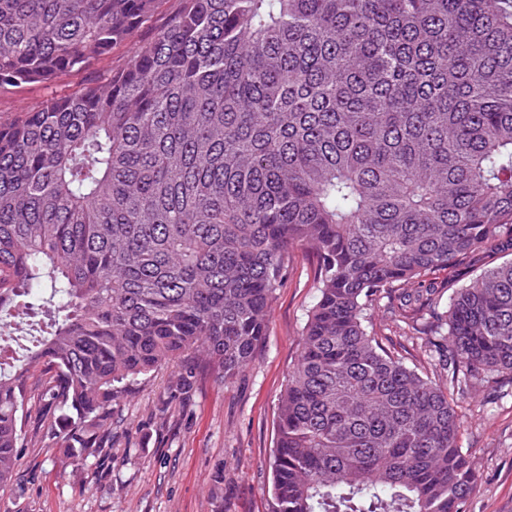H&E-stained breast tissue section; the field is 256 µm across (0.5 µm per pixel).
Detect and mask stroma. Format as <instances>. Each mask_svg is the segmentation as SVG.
<instances>
[{"label": "stroma", "mask_w": 512, "mask_h": 512, "mask_svg": "<svg viewBox=\"0 0 512 512\" xmlns=\"http://www.w3.org/2000/svg\"><path fill=\"white\" fill-rule=\"evenodd\" d=\"M89 73L60 75L53 85L29 83L0 93V114L36 107L83 86ZM512 259L485 251L422 282L460 288L481 270ZM318 261L293 249L275 292L268 333L252 362L228 383L199 370L182 385L164 366L112 406V444L79 465L59 452L48 430L26 441L12 480L0 488V512H272L275 419L297 360L307 314L316 298ZM381 345L408 366L428 371L424 334L413 335L372 307ZM475 386L463 403L460 438L480 475L465 512H512V396L485 403Z\"/></svg>", "instance_id": "stroma-1"}]
</instances>
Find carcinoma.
<instances>
[{
	"label": "carcinoma",
	"instance_id": "obj_1",
	"mask_svg": "<svg viewBox=\"0 0 512 512\" xmlns=\"http://www.w3.org/2000/svg\"><path fill=\"white\" fill-rule=\"evenodd\" d=\"M0 0V92L127 42L122 66L0 116V488L45 377L83 464L163 365L224 381L265 340L288 253L317 300L281 396L273 512H464L460 400L512 387V0ZM433 319L431 371L367 330ZM511 253L485 251L476 255H470L448 269L427 272L420 280L427 287L431 285L435 288H450L448 291L450 294L453 290L469 283L471 278L481 270L510 260L512 258Z\"/></svg>",
	"mask_w": 512,
	"mask_h": 512
}]
</instances>
